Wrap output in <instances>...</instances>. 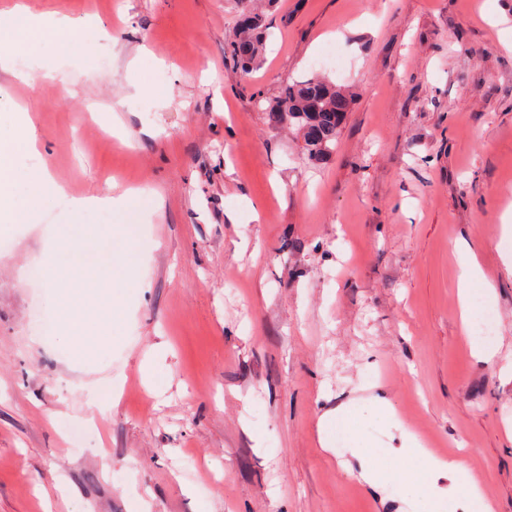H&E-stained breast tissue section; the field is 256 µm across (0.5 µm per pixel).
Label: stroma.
I'll list each match as a JSON object with an SVG mask.
<instances>
[{"instance_id":"35a3bbf8","label":"stroma","mask_w":512,"mask_h":512,"mask_svg":"<svg viewBox=\"0 0 512 512\" xmlns=\"http://www.w3.org/2000/svg\"><path fill=\"white\" fill-rule=\"evenodd\" d=\"M18 3L106 33L54 78L38 55L27 81L0 72L38 139L16 175L137 190L140 259L115 341L79 355L41 318L81 279L29 271L63 231L122 216L48 202L0 233V512H424L398 420L438 453L465 446L512 512V0H259L269 36L247 73L229 56L240 0L0 13ZM313 76L353 98L321 162L257 105ZM370 465L400 477L372 489ZM473 260L463 268L460 276V283L458 288V298L461 307L462 320L466 321L469 314V285L474 279H483L482 272L479 268L475 255H472Z\"/></svg>"}]
</instances>
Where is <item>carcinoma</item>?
Returning a JSON list of instances; mask_svg holds the SVG:
<instances>
[{"instance_id":"1","label":"carcinoma","mask_w":512,"mask_h":512,"mask_svg":"<svg viewBox=\"0 0 512 512\" xmlns=\"http://www.w3.org/2000/svg\"><path fill=\"white\" fill-rule=\"evenodd\" d=\"M264 50L263 17L249 10L231 43V55L247 74ZM351 106V95L314 76L283 86L264 111L270 124L286 123L294 127L303 140L309 159L321 161L336 146L341 125Z\"/></svg>"}]
</instances>
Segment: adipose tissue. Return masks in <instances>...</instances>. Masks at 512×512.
Instances as JSON below:
<instances>
[{
  "mask_svg": "<svg viewBox=\"0 0 512 512\" xmlns=\"http://www.w3.org/2000/svg\"><path fill=\"white\" fill-rule=\"evenodd\" d=\"M79 25L67 18H38L25 6H15L5 19L0 20V70L15 73L17 58L36 54L41 48H50L55 54L69 53L79 37ZM36 149L33 123L27 113L15 114L11 136L0 135V228L9 229L13 224L35 222L43 200L66 202L75 214L98 208L127 212L131 201L129 194L114 196L108 193L90 197L68 196L63 185L55 181L46 170L28 172L26 187L15 191L11 179L14 160L19 153ZM89 239L59 238L55 247V262L47 268L49 283H56L59 271L70 268L75 256H83L88 267L102 269L100 279L91 289L107 305V313L88 318L79 304L65 307L57 324L60 339L70 345L85 342L104 347L111 344L114 335L113 321L121 309L129 277L138 259L137 227L124 225L118 239L98 238L97 227H89ZM400 452L405 458L420 460L421 492L431 500L435 512H441L447 491L461 493L459 502L463 512H492L478 479L470 469L465 454L452 452L438 456L424 448L409 430H401ZM450 481V489H443L441 481Z\"/></svg>",
  "mask_w": 512,
  "mask_h": 512,
  "instance_id": "obj_1",
  "label": "adipose tissue"
}]
</instances>
